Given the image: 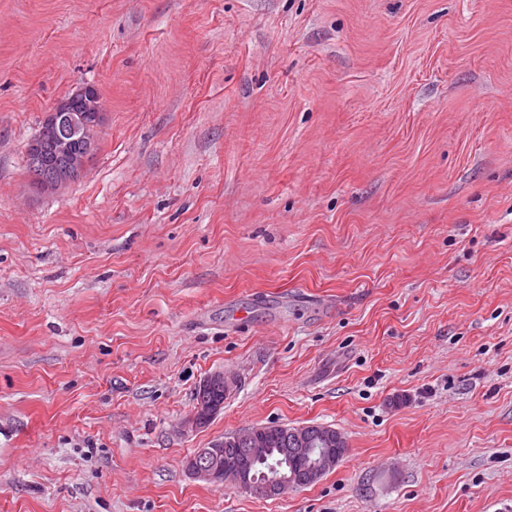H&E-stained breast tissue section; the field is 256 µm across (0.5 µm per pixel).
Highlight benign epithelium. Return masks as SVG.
Segmentation results:
<instances>
[{
    "label": "benign epithelium",
    "mask_w": 512,
    "mask_h": 512,
    "mask_svg": "<svg viewBox=\"0 0 512 512\" xmlns=\"http://www.w3.org/2000/svg\"><path fill=\"white\" fill-rule=\"evenodd\" d=\"M77 93L85 104L82 111H71L63 101L45 118V125L51 131L53 149L59 155L70 154L72 137L78 130H96L101 124L102 101L97 88L87 85L78 89ZM94 147L95 143L90 139L87 140L84 153L72 161L67 171L61 173L51 172L43 167L41 142L30 141L26 147V154L33 185L41 191H53L64 187L72 177L85 170ZM221 446L222 443L217 442L210 448L200 449L194 469L196 478L210 482L214 480L217 467L213 464V458L219 455Z\"/></svg>",
    "instance_id": "7a95c632"
}]
</instances>
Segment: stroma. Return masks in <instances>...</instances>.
<instances>
[{
  "mask_svg": "<svg viewBox=\"0 0 512 512\" xmlns=\"http://www.w3.org/2000/svg\"><path fill=\"white\" fill-rule=\"evenodd\" d=\"M272 422L347 453L188 472ZM0 512H512V0H0ZM75 93L80 94L82 102L85 104L82 111L73 112L81 109L82 103L80 100H71L70 108L73 111L68 108L65 101H62L45 118V125L51 131L52 140L49 134L44 133L43 146L38 140H32L26 147L29 164L28 172L32 177L33 185L41 191L58 190L67 185L72 177L81 175L95 147V143L91 139H86L84 150V141L76 138L73 142V152L81 154L84 150V153L72 161L71 167L70 158L60 156L70 155L72 137L79 129L82 128L84 133H87L89 129L96 130L102 120V101L97 88L93 85H87L78 89ZM51 143L57 154L53 152ZM42 156L44 165L51 171L57 172L48 171L43 167ZM64 169L68 170L64 173L59 172V170ZM221 376L224 378L215 374L207 377L196 388V405L193 415L196 418L195 427L207 424L215 415V410L219 407L220 410L223 408L224 399L230 398L237 390L238 380L233 375L223 373ZM227 381L233 384L232 389L228 388Z\"/></svg>",
  "mask_w": 512,
  "mask_h": 512,
  "instance_id": "1",
  "label": "stroma"
}]
</instances>
